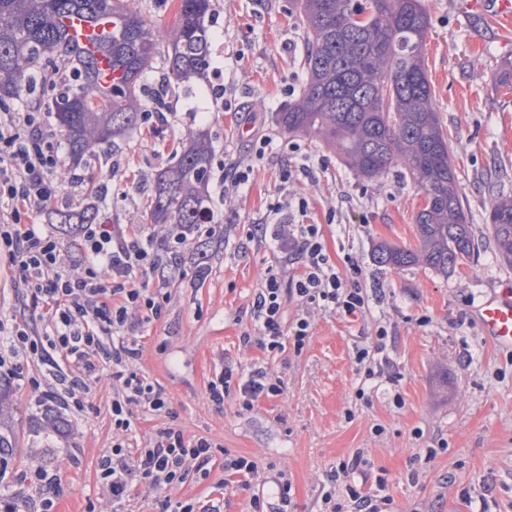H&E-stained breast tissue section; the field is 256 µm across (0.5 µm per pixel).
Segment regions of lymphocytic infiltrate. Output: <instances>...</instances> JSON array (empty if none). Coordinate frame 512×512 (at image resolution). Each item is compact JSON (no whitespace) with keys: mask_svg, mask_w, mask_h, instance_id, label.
I'll use <instances>...</instances> for the list:
<instances>
[{"mask_svg":"<svg viewBox=\"0 0 512 512\" xmlns=\"http://www.w3.org/2000/svg\"><path fill=\"white\" fill-rule=\"evenodd\" d=\"M65 164L45 101L0 104V252L15 273V287L25 290L38 315L33 321L0 311V376L27 382L38 399L46 395V378L54 377L56 399L77 413L99 385L111 384L112 426L122 437L102 458V480L118 502L134 497L137 480L168 491L185 482L193 464L209 460L213 444L185 437L171 424L167 394L136 369L143 349L137 331L161 319L169 298L143 280L156 266L153 235L141 224H88L76 262H68L60 243L34 221L69 197L70 183L58 177ZM308 209L306 198L282 196L269 207L270 223L242 227L243 237L264 241L271 257L243 343L271 353L289 344L302 349L312 324L306 316L285 322L291 298L353 318L370 308L367 291L349 287L331 262L321 225L307 221ZM294 263L298 271L288 272ZM33 363L42 366L41 374H29ZM232 391L248 411L261 398L281 395L283 386L267 367L228 365L210 383L208 397L220 406ZM141 413L167 418L168 424L134 450L128 437ZM322 501L327 512H388L391 503L355 483L346 484L341 497L325 491Z\"/></svg>","mask_w":512,"mask_h":512,"instance_id":"f902f5d3","label":"lymphocytic infiltrate"}]
</instances>
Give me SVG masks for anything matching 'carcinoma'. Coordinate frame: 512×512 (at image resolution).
I'll list each match as a JSON object with an SVG mask.
<instances>
[{
	"label": "carcinoma",
	"instance_id": "obj_1",
	"mask_svg": "<svg viewBox=\"0 0 512 512\" xmlns=\"http://www.w3.org/2000/svg\"><path fill=\"white\" fill-rule=\"evenodd\" d=\"M0 0V102L43 91L39 64L56 57L71 71L66 88L49 105L64 139L68 163L63 176L82 178L103 168L127 136L143 123V112L163 111L148 78L156 56L157 31L140 0ZM302 17L307 49L301 61L305 82L297 99L276 115L286 133L321 140L359 177L376 181L395 167L409 174L428 199L415 216L420 249L382 246L374 260L401 268L423 263L446 275L478 251L459 177L452 163L423 59L430 16L423 0H293ZM79 15L94 23L112 17V33L99 50L112 60V88L98 82V59L71 43L63 20ZM211 0H180L164 59L168 84L187 83L210 63ZM208 132L191 136L176 160L155 170L144 187L141 218L155 232L154 246L173 252L174 238L193 245L199 272L207 269L213 237L203 231L209 213L206 187L212 171ZM101 196L64 202L49 213L52 224L75 237L100 221ZM494 248L512 264V200L490 211ZM40 426L52 433L72 424L50 406Z\"/></svg>",
	"mask_w": 512,
	"mask_h": 512
}]
</instances>
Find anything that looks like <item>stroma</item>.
Instances as JSON below:
<instances>
[{
    "label": "stroma",
    "instance_id": "1",
    "mask_svg": "<svg viewBox=\"0 0 512 512\" xmlns=\"http://www.w3.org/2000/svg\"><path fill=\"white\" fill-rule=\"evenodd\" d=\"M457 2L424 0L431 16L425 68L480 254L475 265L444 276L421 264L394 269L373 261L381 246L419 247L414 217L425 199L411 179L362 181L322 142L278 127L286 86L303 82L305 38L291 0H212L205 77L171 88L173 126L127 138L124 167L113 173L101 207L108 223H135L141 183L199 130L211 133L215 160L254 167L234 208L212 199L222 222L206 274L185 263L180 279L166 285L165 314L140 331V373L163 388L185 436L214 443L212 456L171 493L142 483L134 501L115 502L99 469L115 437L111 387L102 385L83 412L63 410L74 429L56 435L38 430L28 386L5 379L0 429L14 433L16 446L0 494L14 512H39L41 495L24 480L37 468L57 480L54 512H162L167 497L253 512V497L278 503L272 478L281 473L291 484L287 512H321L324 491L345 484L339 464L356 454L364 464L355 480L370 494L385 483L393 512H512V349L492 345L470 317L490 292L512 290V266L496 256L486 221L496 201L512 198V85L500 82L504 63H512V35L461 14ZM219 84L224 96L216 99ZM252 112L275 144L300 145L298 160L312 167L314 181L282 187L276 154L255 158L242 133ZM284 189L308 198L331 260L380 301L358 319L288 301L286 320L310 315L311 334L302 351L289 346L272 356L240 341L268 265L263 243L240 236L242 225L264 223ZM381 326L389 363L361 401L357 351L375 345ZM228 363L264 364L283 393L246 411L232 392L216 407L207 389ZM230 455L254 460L257 478L245 483L225 472Z\"/></svg>",
    "mask_w": 512,
    "mask_h": 512
}]
</instances>
